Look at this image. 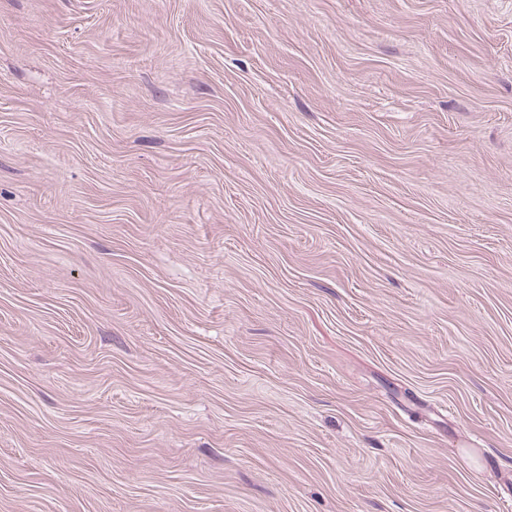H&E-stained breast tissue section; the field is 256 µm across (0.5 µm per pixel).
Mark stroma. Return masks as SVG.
Here are the masks:
<instances>
[{"label": "stroma", "mask_w": 512, "mask_h": 512, "mask_svg": "<svg viewBox=\"0 0 512 512\" xmlns=\"http://www.w3.org/2000/svg\"><path fill=\"white\" fill-rule=\"evenodd\" d=\"M0 512H512V0H0Z\"/></svg>", "instance_id": "stroma-1"}]
</instances>
